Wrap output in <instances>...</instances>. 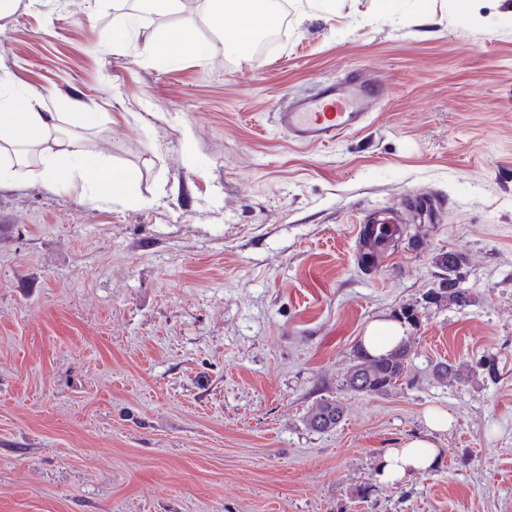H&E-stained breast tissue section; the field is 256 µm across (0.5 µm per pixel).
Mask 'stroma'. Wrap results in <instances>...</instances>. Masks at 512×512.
Listing matches in <instances>:
<instances>
[{"mask_svg":"<svg viewBox=\"0 0 512 512\" xmlns=\"http://www.w3.org/2000/svg\"><path fill=\"white\" fill-rule=\"evenodd\" d=\"M272 6L287 31L260 57L196 7L141 15L118 50L120 0L0 20V74L98 113L83 148L136 177L122 202L0 187V512H512V0ZM169 29L207 52L159 61ZM353 73L384 89L362 129L305 147L276 127ZM415 192L439 219L361 269L359 225ZM449 251L463 308L427 298ZM404 306L401 385L347 391L366 327ZM324 399L343 417L319 433ZM417 437L437 466L379 483ZM343 416L342 405L336 400H323L308 415V425L318 432H327L336 428Z\"/></svg>","mask_w":512,"mask_h":512,"instance_id":"stroma-1","label":"stroma"}]
</instances>
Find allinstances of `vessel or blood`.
Returning a JSON list of instances; mask_svg holds the SVG:
<instances>
[{"label": "vessel or blood", "instance_id": "1", "mask_svg": "<svg viewBox=\"0 0 512 512\" xmlns=\"http://www.w3.org/2000/svg\"><path fill=\"white\" fill-rule=\"evenodd\" d=\"M380 95L379 85L354 78L347 84L327 85L312 96L298 99L277 112L275 122L296 142L329 146L342 135L360 128L368 117L369 103ZM371 222L376 237L387 239L395 236L401 218L392 209L375 214Z\"/></svg>", "mask_w": 512, "mask_h": 512}]
</instances>
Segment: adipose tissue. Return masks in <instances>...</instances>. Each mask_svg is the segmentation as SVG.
<instances>
[{
	"label": "adipose tissue",
	"mask_w": 512,
	"mask_h": 512,
	"mask_svg": "<svg viewBox=\"0 0 512 512\" xmlns=\"http://www.w3.org/2000/svg\"><path fill=\"white\" fill-rule=\"evenodd\" d=\"M207 5L210 25L222 32L225 46L232 49H243L254 26L267 20L264 8L259 7L252 10L249 25L232 27L228 21L242 13V0H207ZM182 7L183 0H133L132 11L112 24L113 48L123 47L128 30L140 14L175 13ZM59 106L56 112L43 111L39 93L18 91L8 76L0 75V187L12 184L24 173L52 177L64 169L87 198L103 190L115 198L128 194L135 182L133 174L114 169L110 162L78 148L74 132L64 126V110L78 108V101L65 98ZM405 339L402 324L381 320L367 326L361 344L369 355L379 356ZM439 457L440 450L432 441L414 438L383 454L377 477L382 483L393 484L435 467Z\"/></svg>",
	"instance_id": "ef3b65f1"
}]
</instances>
